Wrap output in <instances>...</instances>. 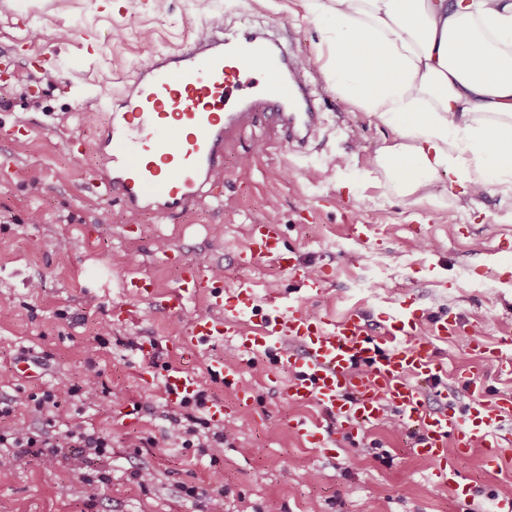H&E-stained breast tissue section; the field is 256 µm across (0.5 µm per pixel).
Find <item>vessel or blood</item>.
<instances>
[{"label":"vessel or blood","instance_id":"b4317fda","mask_svg":"<svg viewBox=\"0 0 512 512\" xmlns=\"http://www.w3.org/2000/svg\"><path fill=\"white\" fill-rule=\"evenodd\" d=\"M255 59L263 62L267 78L248 92L245 79ZM121 104V111L109 113L98 128L94 152L73 146L69 154L82 165L90 154H98L102 164L91 170L92 186L133 215L149 212L167 218L215 198L227 146L243 129L273 127L286 140L303 145L322 125L303 67L291 65L282 42L249 29H213L188 47L152 55L136 69ZM243 256L250 262L274 261L307 294L319 293L327 283L322 270L298 265L283 249L276 224L252 225ZM200 291L213 297L220 313L192 319L176 349L189 352L231 338L241 354L291 369L296 378L285 391L286 401L316 403L331 420L327 426L296 422L306 447L330 448L337 435H354L391 411L403 428L420 432L415 451L434 463L439 485L462 483L448 456L452 450L465 454L482 447V467L500 469L508 446L499 428L512 418V393L500 392L487 401L484 381L465 372L459 376L469 392L464 407L441 389L448 365L434 342L458 334V321L435 320L428 335H418L419 317L405 302L387 313L377 332L356 312L328 320L284 309L273 297L259 303L250 285L224 288L192 262L184 263L165 310L180 312ZM210 371L235 390L239 407H253L255 396L241 384L235 364L218 358ZM195 389L191 373L178 368L166 372L163 390L169 403Z\"/></svg>","mask_w":512,"mask_h":512}]
</instances>
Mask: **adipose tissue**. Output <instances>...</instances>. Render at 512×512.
<instances>
[{"label":"adipose tissue","mask_w":512,"mask_h":512,"mask_svg":"<svg viewBox=\"0 0 512 512\" xmlns=\"http://www.w3.org/2000/svg\"><path fill=\"white\" fill-rule=\"evenodd\" d=\"M329 89L393 135L366 185L443 205L512 193V0H306Z\"/></svg>","instance_id":"obj_1"}]
</instances>
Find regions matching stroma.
Segmentation results:
<instances>
[{"label": "stroma", "mask_w": 512, "mask_h": 512, "mask_svg": "<svg viewBox=\"0 0 512 512\" xmlns=\"http://www.w3.org/2000/svg\"><path fill=\"white\" fill-rule=\"evenodd\" d=\"M0 0V399L18 405L14 417L38 426L28 396L57 381H79L94 358L107 396L78 402L58 394L76 421L112 436L104 457L65 450L54 461L17 456L0 447V512H470L512 497V461L488 475L475 455L456 466L474 500L433 484L430 461L420 458L404 430L385 425L337 435L325 452L306 447L291 426L320 417L312 404L287 403L282 388L291 370L241 356L233 341L173 351L195 317L210 313L193 296L169 316L147 299L126 295L123 280L137 275L157 293L178 286L180 270L163 263L166 249L200 264L225 287L250 280L259 296L283 294L284 305L337 319L357 310L371 324L411 301L423 324L442 314L461 328L435 346L448 362V390L466 401L457 372L471 369L490 393L512 391L498 374L494 349L512 345V198L489 192L469 201L453 174H443L453 196L447 207L408 203L365 185L362 174L392 133L332 93L316 60L321 33L303 0ZM253 24L290 30L295 52L308 60L325 125L303 149L275 146L269 128L243 131L224 157L222 210L203 201L177 221L152 213L130 215L119 201L96 197L81 178L65 142L92 139L102 113L135 69L156 52L195 41L205 23ZM271 143L254 155L258 138ZM371 224L375 237L354 241L349 221ZM252 224H277L284 247L305 266L325 270L329 282L315 295L288 294L293 277L270 262L240 263ZM97 229L88 237V229ZM66 239V250L56 242ZM136 263H129V255ZM42 283L31 292L30 281ZM130 312L118 321L114 306ZM480 336L487 352L471 350ZM128 336L155 340L154 372L166 366L194 374L200 387L223 399L242 429L218 459L196 448H153L172 408L161 385L144 388L146 369ZM38 357L34 376L21 360ZM239 364L255 394L254 408L237 409L235 393L213 379V358ZM153 470L139 485L132 473ZM103 480L88 499L84 485ZM194 486L196 497L184 496Z\"/></svg>", "instance_id": "obj_1"}]
</instances>
